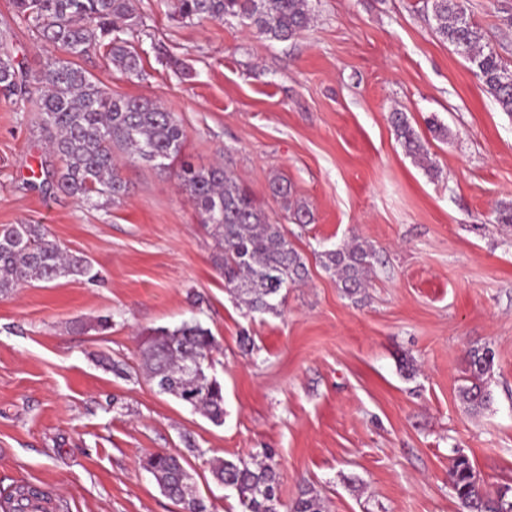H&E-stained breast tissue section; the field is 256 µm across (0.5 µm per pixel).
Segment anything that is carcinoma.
<instances>
[{
    "label": "carcinoma",
    "instance_id": "1",
    "mask_svg": "<svg viewBox=\"0 0 512 512\" xmlns=\"http://www.w3.org/2000/svg\"><path fill=\"white\" fill-rule=\"evenodd\" d=\"M172 17L238 18L265 38L286 42L298 38L313 17L312 0H172ZM431 4L435 33L465 56L502 111L512 115V69L483 44L480 28L467 16L461 0H426ZM15 16L38 32L46 47L64 54L43 72L39 120L48 150L59 166L46 170L66 195L96 205L104 197L116 201L127 194L116 153L174 168L179 187L211 230L217 253L214 265L224 288L251 312L279 314L286 291L303 282L308 270L288 240L283 225L271 220L252 193L221 165L195 168L181 160L185 130L175 113L144 97H115L67 57H82L103 48L113 64L139 75L140 55L134 45L141 24L130 0H12ZM27 93L7 49L0 47V96L6 100ZM396 135L408 153L422 162L428 149L401 112L392 115ZM375 250L359 242L321 254L324 270L349 296L366 287ZM99 277L91 261L46 238L39 224L0 226V295L21 283H51L60 278L93 281ZM216 342L199 322L158 327L142 337V369L159 392L201 411L216 425L224 423V389L206 373L212 367ZM469 384L461 399L473 411L490 401L487 379L494 366L490 348L468 354ZM160 488L173 499L190 491L187 512H203L191 476L179 455L158 451L144 460ZM279 463L265 450L247 458H214L213 478L234 491L240 512H284L279 495ZM449 474L466 512H512V500L487 496L464 454L451 459ZM289 512H326L323 498L305 491Z\"/></svg>",
    "mask_w": 512,
    "mask_h": 512
}]
</instances>
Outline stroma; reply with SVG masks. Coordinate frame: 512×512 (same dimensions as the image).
I'll use <instances>...</instances> for the list:
<instances>
[{
    "label": "stroma",
    "mask_w": 512,
    "mask_h": 512,
    "mask_svg": "<svg viewBox=\"0 0 512 512\" xmlns=\"http://www.w3.org/2000/svg\"><path fill=\"white\" fill-rule=\"evenodd\" d=\"M512 64V0H463ZM141 73L99 53L80 67L113 95L159 100L185 130L184 160L222 164L283 224L309 275L281 314L247 312L213 266L215 242L172 171L121 165L128 195L91 208L28 183L48 150L39 128L47 52L0 0V33L27 81L0 99V226L40 224L86 256L97 283L59 279L0 296V499L50 491L49 512H180L143 466L182 455L206 512H239L209 461L269 448L291 504L317 491L327 512H462L448 475L467 455L489 496H512V115L433 32L424 0H313L288 42L238 20L180 22L132 0ZM405 113L436 174L389 122ZM443 125L446 136L431 131ZM292 186L296 224L269 189ZM378 261L348 297L320 264L351 239ZM196 320L216 343V425L158 393L143 334ZM495 353L490 405L459 396L467 353Z\"/></svg>",
    "instance_id": "1"
}]
</instances>
